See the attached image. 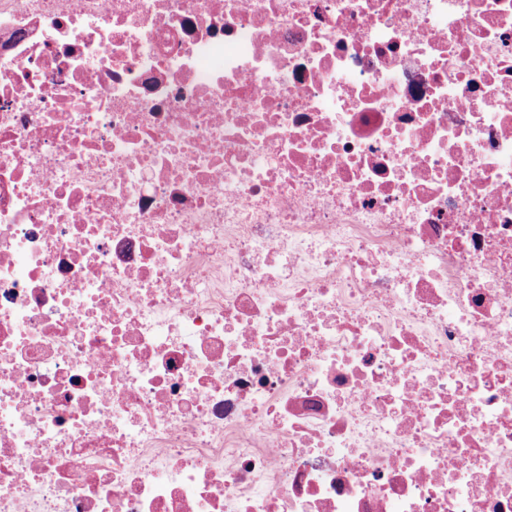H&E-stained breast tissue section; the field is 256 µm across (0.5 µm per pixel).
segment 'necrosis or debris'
Instances as JSON below:
<instances>
[{
    "label": "necrosis or debris",
    "instance_id": "necrosis-or-debris-1",
    "mask_svg": "<svg viewBox=\"0 0 512 512\" xmlns=\"http://www.w3.org/2000/svg\"><path fill=\"white\" fill-rule=\"evenodd\" d=\"M0 512H512V0H0Z\"/></svg>",
    "mask_w": 512,
    "mask_h": 512
}]
</instances>
